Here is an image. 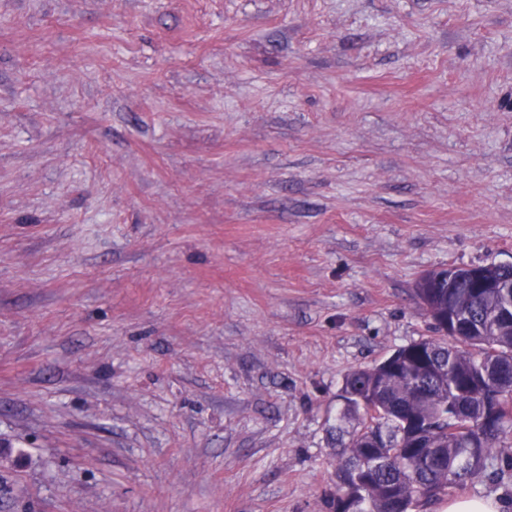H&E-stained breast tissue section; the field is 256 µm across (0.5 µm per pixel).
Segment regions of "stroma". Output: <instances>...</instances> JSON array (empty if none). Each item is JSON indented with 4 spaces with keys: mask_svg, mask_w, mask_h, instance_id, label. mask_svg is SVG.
<instances>
[{
    "mask_svg": "<svg viewBox=\"0 0 512 512\" xmlns=\"http://www.w3.org/2000/svg\"><path fill=\"white\" fill-rule=\"evenodd\" d=\"M512 263V0H0V512H332L346 374Z\"/></svg>",
    "mask_w": 512,
    "mask_h": 512,
    "instance_id": "stroma-1",
    "label": "stroma"
}]
</instances>
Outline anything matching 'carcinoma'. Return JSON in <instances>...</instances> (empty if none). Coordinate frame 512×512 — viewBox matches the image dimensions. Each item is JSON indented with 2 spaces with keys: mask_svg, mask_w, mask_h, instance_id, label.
Wrapping results in <instances>:
<instances>
[{
  "mask_svg": "<svg viewBox=\"0 0 512 512\" xmlns=\"http://www.w3.org/2000/svg\"><path fill=\"white\" fill-rule=\"evenodd\" d=\"M432 303L459 335L436 328L345 378L362 422L337 451L334 512H412L489 467L512 474V281L477 294L460 280Z\"/></svg>",
  "mask_w": 512,
  "mask_h": 512,
  "instance_id": "carcinoma-1",
  "label": "carcinoma"
}]
</instances>
